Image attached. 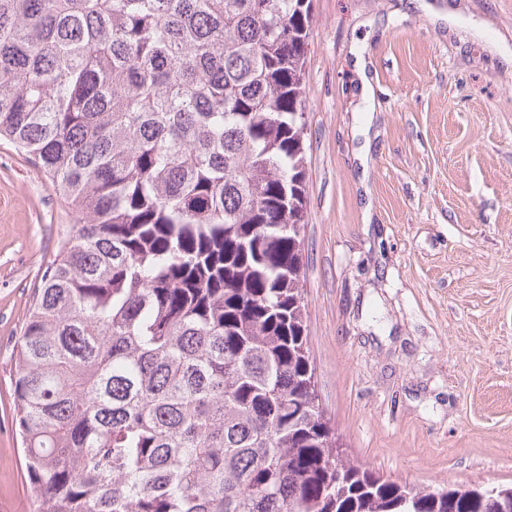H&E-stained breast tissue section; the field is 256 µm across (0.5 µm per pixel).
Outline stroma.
Returning <instances> with one entry per match:
<instances>
[{"label":"stroma","mask_w":512,"mask_h":512,"mask_svg":"<svg viewBox=\"0 0 512 512\" xmlns=\"http://www.w3.org/2000/svg\"><path fill=\"white\" fill-rule=\"evenodd\" d=\"M311 0L303 295L350 459L401 484L512 486V0ZM483 37H475L473 26ZM372 78L366 106L353 66ZM77 213L0 141V512H33L15 342Z\"/></svg>","instance_id":"1"}]
</instances>
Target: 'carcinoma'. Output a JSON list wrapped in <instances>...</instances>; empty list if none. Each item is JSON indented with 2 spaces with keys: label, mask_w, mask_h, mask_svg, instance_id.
<instances>
[{
  "label": "carcinoma",
  "mask_w": 512,
  "mask_h": 512,
  "mask_svg": "<svg viewBox=\"0 0 512 512\" xmlns=\"http://www.w3.org/2000/svg\"><path fill=\"white\" fill-rule=\"evenodd\" d=\"M310 0H0V139L80 214L13 410L35 512H512L320 409L301 283Z\"/></svg>",
  "instance_id": "1"
}]
</instances>
